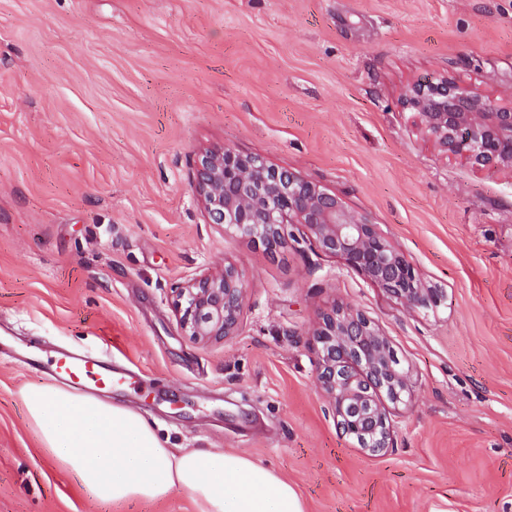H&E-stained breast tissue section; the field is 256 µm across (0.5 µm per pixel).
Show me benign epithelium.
<instances>
[{
    "label": "benign epithelium",
    "mask_w": 512,
    "mask_h": 512,
    "mask_svg": "<svg viewBox=\"0 0 512 512\" xmlns=\"http://www.w3.org/2000/svg\"><path fill=\"white\" fill-rule=\"evenodd\" d=\"M403 104L445 152L512 169V105L503 106L478 86L446 76L410 85ZM197 192L208 223L262 245L271 255L288 245V227L301 226L319 251L339 258L401 304L414 309L441 304L442 292L374 225L320 185L258 155L226 147L204 152ZM245 292L242 273L230 263L175 288L183 335L208 342L233 334ZM313 336L318 384L337 426L371 454L390 447V407L406 404L412 385L388 338L363 312L336 304L321 313Z\"/></svg>",
    "instance_id": "1"
}]
</instances>
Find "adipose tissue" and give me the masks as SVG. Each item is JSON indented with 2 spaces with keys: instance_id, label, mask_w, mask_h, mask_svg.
<instances>
[{
  "instance_id": "1",
  "label": "adipose tissue",
  "mask_w": 512,
  "mask_h": 512,
  "mask_svg": "<svg viewBox=\"0 0 512 512\" xmlns=\"http://www.w3.org/2000/svg\"><path fill=\"white\" fill-rule=\"evenodd\" d=\"M21 399L38 438L80 490L103 505L187 494L198 512H305L295 488L244 455L173 448L136 409L59 385Z\"/></svg>"
}]
</instances>
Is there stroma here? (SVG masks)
<instances>
[{"label":"stroma","mask_w":512,"mask_h":512,"mask_svg":"<svg viewBox=\"0 0 512 512\" xmlns=\"http://www.w3.org/2000/svg\"><path fill=\"white\" fill-rule=\"evenodd\" d=\"M443 74L512 87V0H0V512H196L81 493L20 398L34 347L108 353L137 375L109 400L265 464L305 512H512V171L417 133L403 93ZM224 146L377 224L442 304L403 306L303 228L270 255L208 223L198 158ZM226 262L239 327L193 342L174 290ZM335 301L411 373L388 451L325 410L312 330Z\"/></svg>","instance_id":"obj_1"}]
</instances>
